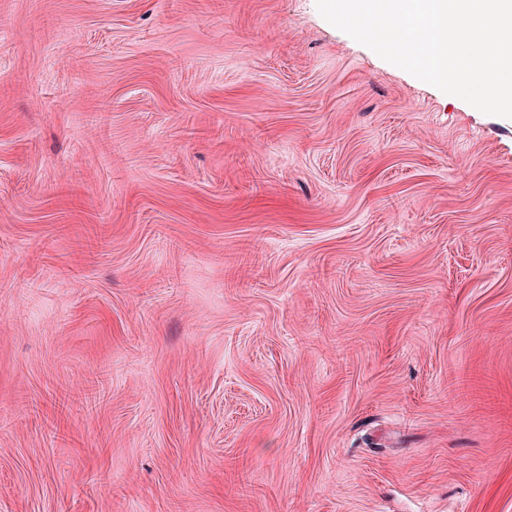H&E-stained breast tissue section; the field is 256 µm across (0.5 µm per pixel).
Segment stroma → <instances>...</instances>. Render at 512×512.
Instances as JSON below:
<instances>
[{"label":"stroma","instance_id":"1","mask_svg":"<svg viewBox=\"0 0 512 512\" xmlns=\"http://www.w3.org/2000/svg\"><path fill=\"white\" fill-rule=\"evenodd\" d=\"M0 512H512V119L316 0H0Z\"/></svg>","mask_w":512,"mask_h":512}]
</instances>
